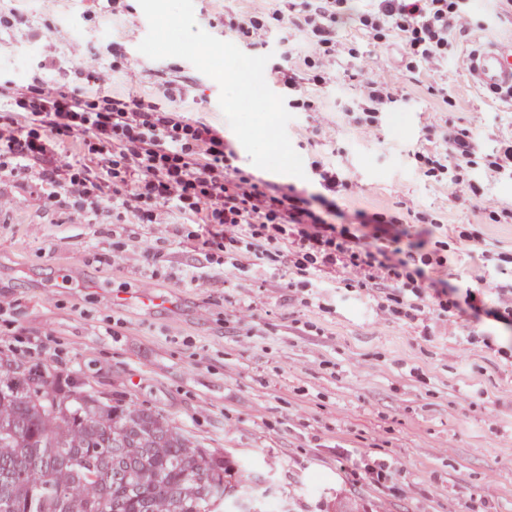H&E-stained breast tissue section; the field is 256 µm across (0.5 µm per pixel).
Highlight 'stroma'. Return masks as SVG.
Returning <instances> with one entry per match:
<instances>
[{
  "label": "stroma",
  "mask_w": 512,
  "mask_h": 512,
  "mask_svg": "<svg viewBox=\"0 0 512 512\" xmlns=\"http://www.w3.org/2000/svg\"><path fill=\"white\" fill-rule=\"evenodd\" d=\"M127 3L117 19L99 0H0L24 18L0 29V82L74 80L79 57L51 34L66 27L94 47L114 93L123 90L116 54L143 68L146 96L191 85L183 110L223 127L242 169L316 193V166L338 169L354 185L339 201L346 213L409 208L443 222L435 238L453 285L512 282V222L450 203L447 185L414 157L442 118L427 78L405 84L407 108L380 113L370 142L356 113L337 109L355 83L322 88L316 111L294 112L287 125L304 177L270 172L226 128L215 80L184 59L139 52L148 23L138 0ZM273 7L194 0V15L223 40L225 15ZM488 43H512L511 18L460 38L446 80L455 121L480 122L495 141L512 137V105L468 76L469 54ZM0 191L13 199L0 213L1 352L109 403L161 413L200 447L261 474L282 512H336L344 499L357 512H512L511 324H477L459 310L452 330L428 298L414 316L398 314V288H349L332 272L305 288L286 257L232 250L209 264L169 225L77 224L45 212L38 189ZM463 234L480 236L489 262L460 251ZM145 242L159 261L145 258Z\"/></svg>",
  "instance_id": "1"
}]
</instances>
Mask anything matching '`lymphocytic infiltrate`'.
Here are the masks:
<instances>
[{
	"mask_svg": "<svg viewBox=\"0 0 512 512\" xmlns=\"http://www.w3.org/2000/svg\"><path fill=\"white\" fill-rule=\"evenodd\" d=\"M475 0H286L270 18L294 30L300 41L280 36L285 62L272 79L288 90L289 108L311 111L310 87L345 82L355 75L358 94L349 106L361 113L357 128L375 137L377 115L400 102L396 82L369 64L364 45L398 48L401 78L427 76V92L452 110L453 98L438 78L456 55L457 36L498 19ZM356 27L364 44L339 36ZM355 60L354 71L341 66ZM127 90L99 91L103 73L79 67L77 84H47L32 76L18 87L0 89V184L34 185L46 208L67 209L86 224L159 223L169 209L197 225L202 256L227 247L264 259L276 252L295 256L298 269L344 274L348 286L434 291L443 312L455 303L447 280L435 274L426 252L434 231H410L401 215L356 212L347 218L337 199L352 185L333 169L319 172L323 191L257 179L235 166L224 131L177 109H164L140 94L141 73L124 63ZM443 150L416 153L425 176L446 183L452 203L477 201L492 221L511 212L481 193L472 175L486 152L477 127L446 120L439 130ZM77 145L76 153L66 144Z\"/></svg>",
	"mask_w": 512,
	"mask_h": 512,
	"instance_id": "lymphocytic-infiltrate-1",
	"label": "lymphocytic infiltrate"
}]
</instances>
